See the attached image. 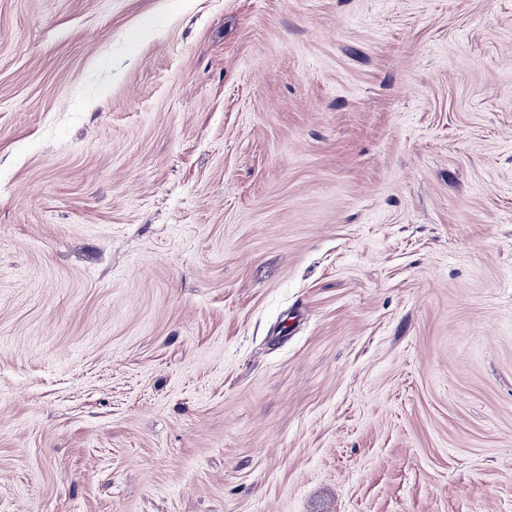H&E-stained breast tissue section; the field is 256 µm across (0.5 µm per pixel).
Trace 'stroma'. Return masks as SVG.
I'll return each instance as SVG.
<instances>
[{
  "instance_id": "35a3bbf8",
  "label": "stroma",
  "mask_w": 512,
  "mask_h": 512,
  "mask_svg": "<svg viewBox=\"0 0 512 512\" xmlns=\"http://www.w3.org/2000/svg\"><path fill=\"white\" fill-rule=\"evenodd\" d=\"M0 512H512V0H0Z\"/></svg>"
}]
</instances>
